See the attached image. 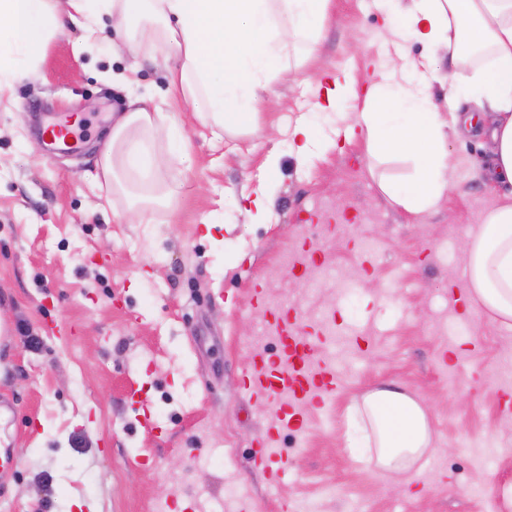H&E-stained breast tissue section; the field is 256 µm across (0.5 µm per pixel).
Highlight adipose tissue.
Segmentation results:
<instances>
[{"label": "adipose tissue", "instance_id": "obj_1", "mask_svg": "<svg viewBox=\"0 0 512 512\" xmlns=\"http://www.w3.org/2000/svg\"><path fill=\"white\" fill-rule=\"evenodd\" d=\"M331 0H0V91L36 70L49 41L64 26L81 29L93 45L104 25L120 35L113 52L155 57L174 53L166 106H136L122 114L100 149L98 185L106 196L124 194L138 217L169 209L174 193L162 177L161 138L171 111L192 103L196 119L215 137L258 133V107L272 92L280 66L300 70L315 52ZM388 38L423 49L410 74L360 90L346 70L323 88L317 111L361 101L339 132L364 138L376 161L404 158L412 172L402 183L383 178L388 200L423 216L457 183L448 160L449 135L472 122L458 101H473L489 124L493 178L512 184V0H409L385 27ZM448 52V66L438 53ZM446 88L436 102L434 87ZM462 271L468 309L512 330V196L487 210L468 233ZM347 445L367 462L409 474L435 451L436 437L421 402L392 384L363 395L348 412Z\"/></svg>", "mask_w": 512, "mask_h": 512}]
</instances>
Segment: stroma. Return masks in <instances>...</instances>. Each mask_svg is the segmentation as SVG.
I'll return each mask as SVG.
<instances>
[{
	"mask_svg": "<svg viewBox=\"0 0 512 512\" xmlns=\"http://www.w3.org/2000/svg\"><path fill=\"white\" fill-rule=\"evenodd\" d=\"M395 0H332L317 58L305 73L346 69L364 84L409 69L411 40L388 43ZM66 27L39 68L0 94V395L15 414L0 444L16 465L0 471V512H495L490 487L512 463V385L497 382L512 330L463 308V240L497 196L485 125L448 139L457 189L414 217L390 203L364 140L340 143L300 164L288 136L298 119L334 137L337 117L280 69L260 110L261 136L213 139L191 105L174 112L192 161L170 159L177 201L136 223L123 200L102 207L93 176L101 144L130 98H162L164 62L113 54L114 31L80 52ZM86 121L79 152H51L42 127L64 114ZM279 156L276 173L263 165ZM275 181L276 220L252 223L247 193ZM319 251L305 272L281 266L304 246ZM325 340L341 370L323 406L303 404L302 431L278 437L285 475L272 483L254 462L279 405L249 394L253 355L278 353L254 285ZM39 338L37 346L26 335ZM402 386L430 413L438 442L414 477L359 461L346 446V412L362 393ZM491 449L483 465L475 450ZM480 484L475 497L468 484Z\"/></svg>",
	"mask_w": 512,
	"mask_h": 512,
	"instance_id": "stroma-1",
	"label": "stroma"
}]
</instances>
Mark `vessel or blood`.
<instances>
[{"mask_svg":"<svg viewBox=\"0 0 512 512\" xmlns=\"http://www.w3.org/2000/svg\"><path fill=\"white\" fill-rule=\"evenodd\" d=\"M80 123V118L68 115L49 124L41 136L42 145L78 151L75 130ZM253 294L268 331L280 342V353L273 359L256 352L246 371L245 382L249 390L279 402L282 427L302 428L298 406L310 399L325 401L335 389L338 371L324 359L322 346L301 334L295 316L271 303L262 287H255Z\"/></svg>","mask_w":512,"mask_h":512,"instance_id":"1","label":"vessel or blood"}]
</instances>
